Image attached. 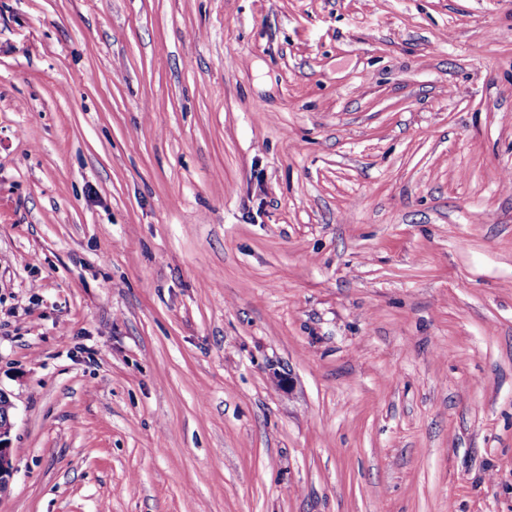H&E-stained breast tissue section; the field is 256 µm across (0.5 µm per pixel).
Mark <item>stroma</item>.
I'll return each instance as SVG.
<instances>
[{"label": "stroma", "instance_id": "1", "mask_svg": "<svg viewBox=\"0 0 512 512\" xmlns=\"http://www.w3.org/2000/svg\"><path fill=\"white\" fill-rule=\"evenodd\" d=\"M0 389V512H512V0H0ZM1 398L5 401L3 419H1ZM14 409L15 405L10 396L0 389V497L10 492L15 472L10 439L14 426Z\"/></svg>", "mask_w": 512, "mask_h": 512}]
</instances>
